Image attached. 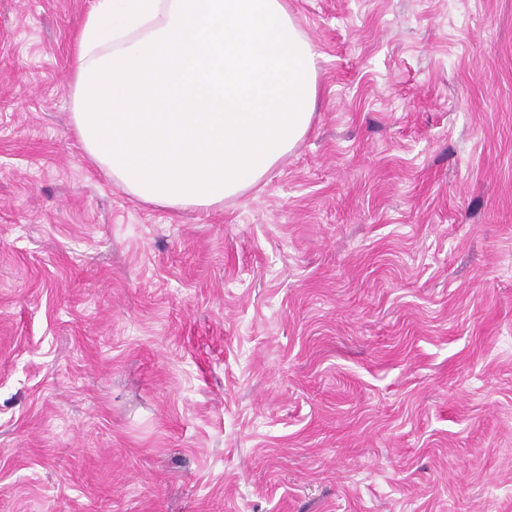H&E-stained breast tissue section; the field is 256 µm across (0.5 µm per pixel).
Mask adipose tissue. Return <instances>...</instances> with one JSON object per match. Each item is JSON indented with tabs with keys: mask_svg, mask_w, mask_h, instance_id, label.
I'll use <instances>...</instances> for the list:
<instances>
[{
	"mask_svg": "<svg viewBox=\"0 0 512 512\" xmlns=\"http://www.w3.org/2000/svg\"><path fill=\"white\" fill-rule=\"evenodd\" d=\"M69 90L75 134L113 182L146 204L209 211L304 138L317 53L288 0H92Z\"/></svg>",
	"mask_w": 512,
	"mask_h": 512,
	"instance_id": "adipose-tissue-1",
	"label": "adipose tissue"
}]
</instances>
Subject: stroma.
Instances as JSON below:
<instances>
[{
	"mask_svg": "<svg viewBox=\"0 0 512 512\" xmlns=\"http://www.w3.org/2000/svg\"><path fill=\"white\" fill-rule=\"evenodd\" d=\"M91 0H0V512H512V0H288L320 98L257 196L128 195Z\"/></svg>",
	"mask_w": 512,
	"mask_h": 512,
	"instance_id": "35a3bbf8",
	"label": "stroma"
}]
</instances>
